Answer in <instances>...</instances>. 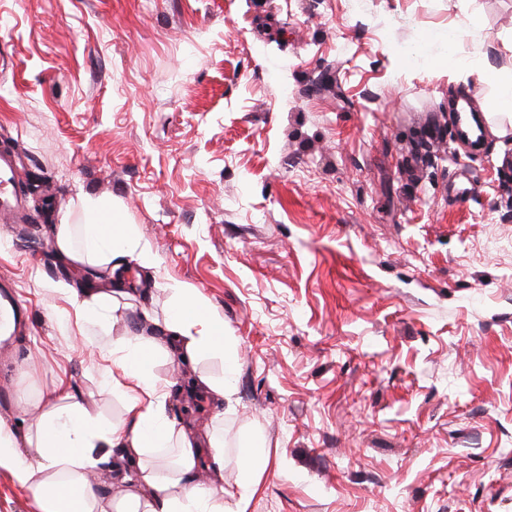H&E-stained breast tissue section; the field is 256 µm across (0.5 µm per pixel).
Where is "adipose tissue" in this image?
<instances>
[{"mask_svg":"<svg viewBox=\"0 0 512 512\" xmlns=\"http://www.w3.org/2000/svg\"><path fill=\"white\" fill-rule=\"evenodd\" d=\"M81 228L58 225L56 245L75 267L107 264L116 251L127 249L128 234L112 222V210L100 203L87 206ZM57 293L77 296L62 282ZM116 290L87 289L77 296L81 323L97 321L108 330ZM162 340L137 336L101 344L104 384L120 392L126 403V423L104 425L99 414L70 394L61 402L33 405L22 401L23 413L35 418L33 430L17 434L0 420V469L32 489L42 512H224V485L209 488L193 484L197 452L186 431H177L166 418V394L150 367L165 359L196 364L207 353L224 348V326L197 295H178L173 315L164 322ZM120 446L136 458L135 487L114 501H104L87 483L88 472L102 463L101 449ZM159 448L174 451L170 474H161L154 462Z\"/></svg>","mask_w":512,"mask_h":512,"instance_id":"adipose-tissue-1","label":"adipose tissue"}]
</instances>
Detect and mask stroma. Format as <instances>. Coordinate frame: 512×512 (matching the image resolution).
<instances>
[{
    "instance_id": "obj_1",
    "label": "stroma",
    "mask_w": 512,
    "mask_h": 512,
    "mask_svg": "<svg viewBox=\"0 0 512 512\" xmlns=\"http://www.w3.org/2000/svg\"><path fill=\"white\" fill-rule=\"evenodd\" d=\"M478 61L512 78V0H0V154L25 213L0 229L24 319L0 341V417L26 432L19 398L63 383L125 419L53 291L114 285L56 247L90 198L151 256L125 259L111 337L159 336L178 288L224 322L232 357L152 374L227 512L255 436L247 512H512V118L465 81ZM458 93L482 152L452 134ZM135 469L115 448L88 480L113 499ZM265 444L263 441H257L249 445L246 448H242V451L248 460V466L245 470L243 478L237 484V509L232 512H247V508L250 499L255 492L257 481L254 477V473L257 469H261L265 465Z\"/></svg>"
}]
</instances>
